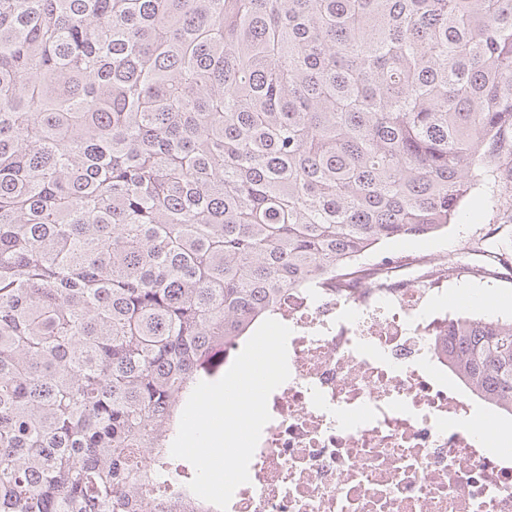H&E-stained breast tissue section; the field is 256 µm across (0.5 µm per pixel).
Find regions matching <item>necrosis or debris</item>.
Masks as SVG:
<instances>
[{
	"instance_id": "4bbe7bcc",
	"label": "necrosis or debris",
	"mask_w": 512,
	"mask_h": 512,
	"mask_svg": "<svg viewBox=\"0 0 512 512\" xmlns=\"http://www.w3.org/2000/svg\"><path fill=\"white\" fill-rule=\"evenodd\" d=\"M286 293L289 379L227 512H512V423L491 445L448 374L446 280L409 266Z\"/></svg>"
}]
</instances>
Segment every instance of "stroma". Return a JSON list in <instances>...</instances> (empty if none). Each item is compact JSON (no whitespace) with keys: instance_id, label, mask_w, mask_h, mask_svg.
Wrapping results in <instances>:
<instances>
[{"instance_id":"obj_1","label":"stroma","mask_w":512,"mask_h":512,"mask_svg":"<svg viewBox=\"0 0 512 512\" xmlns=\"http://www.w3.org/2000/svg\"><path fill=\"white\" fill-rule=\"evenodd\" d=\"M502 204L486 189H476L474 197L464 202L461 215L476 213L477 218L467 226L451 223L443 231L427 237L406 238L394 243L377 245L370 253L373 261L387 257L403 263L437 260L440 252L448 254V296H456L460 289L484 294V305L475 307L476 315L492 313L503 318L512 317V229L500 230L496 239L487 232L498 225ZM495 242L503 255L502 264L493 266L485 278L470 274L471 267L480 265V248Z\"/></svg>"}]
</instances>
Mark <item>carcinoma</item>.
<instances>
[{"label": "carcinoma", "instance_id": "1", "mask_svg": "<svg viewBox=\"0 0 512 512\" xmlns=\"http://www.w3.org/2000/svg\"><path fill=\"white\" fill-rule=\"evenodd\" d=\"M505 154L512 0H0V512L194 498L197 383ZM448 366L512 417V318Z\"/></svg>", "mask_w": 512, "mask_h": 512}]
</instances>
